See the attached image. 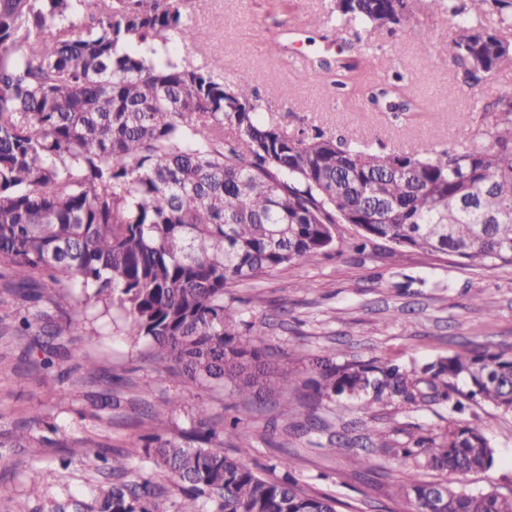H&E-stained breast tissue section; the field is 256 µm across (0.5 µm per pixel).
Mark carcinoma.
Listing matches in <instances>:
<instances>
[{
    "mask_svg": "<svg viewBox=\"0 0 512 512\" xmlns=\"http://www.w3.org/2000/svg\"><path fill=\"white\" fill-rule=\"evenodd\" d=\"M184 0H0V263L16 297L38 303L79 288L130 318L152 359L188 380L258 399L293 377L274 366L256 337L239 330L225 288L336 250V225L350 224L356 249L375 240L469 263L512 266V93L460 111L459 147L377 151L315 126L300 137L265 118L266 96L246 77L224 83V61L178 59L175 38L203 43ZM453 20L424 51L448 59L473 89L512 65V0H431ZM415 0H335L329 20L393 30ZM355 62L319 59L316 77L343 89L364 80ZM379 112H413L416 97L398 74L368 87ZM20 336H52L41 310L15 326ZM469 380L465 400L452 397ZM313 396L395 397L411 404L465 401L512 412V355L462 349L409 369L390 361L313 360ZM240 420L217 429L200 412L181 438L141 437L143 458L174 475L179 512H338L337 500L309 495L286 475L266 479L243 462L250 447ZM238 445L220 451L224 434ZM371 443L417 466L455 475L486 471L494 450L463 421L438 438L397 448ZM441 489L447 512H512V497L471 494L411 478L402 486L413 512H428ZM146 479L99 490L98 512H157Z\"/></svg>",
    "mask_w": 512,
    "mask_h": 512,
    "instance_id": "obj_1",
    "label": "carcinoma"
}]
</instances>
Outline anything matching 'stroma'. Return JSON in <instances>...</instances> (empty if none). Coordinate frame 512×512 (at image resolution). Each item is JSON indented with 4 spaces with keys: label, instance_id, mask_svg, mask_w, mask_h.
<instances>
[{
    "label": "stroma",
    "instance_id": "obj_1",
    "mask_svg": "<svg viewBox=\"0 0 512 512\" xmlns=\"http://www.w3.org/2000/svg\"><path fill=\"white\" fill-rule=\"evenodd\" d=\"M330 5L331 0H189L188 22L213 37L202 47L176 43L172 51L198 63L223 56L225 82L246 75L262 93L276 80L270 116L294 135L318 126L387 151L429 141L458 143L455 115L466 104L461 83L447 60L421 52L415 38L420 25L436 39L446 38L448 14L421 0L413 21L393 31L354 23L314 27ZM241 42L249 44L247 54H236ZM351 44L368 47L369 78L400 74L423 110L378 112L367 106L365 88L338 92L329 80L308 77L310 61L347 56ZM337 233L335 255L226 290L241 298L242 318L273 362L294 377L287 392H273L258 406H236L251 442L249 465L270 479L291 472L303 492L335 498L338 512H412L401 492L412 476L460 483L473 494L512 493V413L484 403L470 406L465 419L489 439L495 463L458 477L402 463L373 451L368 442L375 429L395 443L436 437L456 419L447 403L339 399L312 407L300 385L313 359L328 351L340 364H422L464 347L512 354V266H467L384 240L357 252L348 245L354 228L341 224ZM81 318L86 333L74 339L80 360L47 369H26L24 353L42 357L31 350L29 337L0 335V433L34 417V436L54 441L50 447L0 445V455L13 462L5 475L11 493L0 499V512H97L98 488L106 478L85 464L87 453L96 450L108 462L122 463L129 476L158 485V512H179L183 496L167 473L126 451L150 430L178 436L202 408L223 423L234 397L158 367L148 343L130 338L125 320L103 305L88 304ZM88 362L125 377V385L110 390L86 381ZM105 394L112 404L104 408ZM176 395L184 411L152 416L153 407ZM330 440L351 443L352 454L329 453Z\"/></svg>",
    "mask_w": 512,
    "mask_h": 512
}]
</instances>
